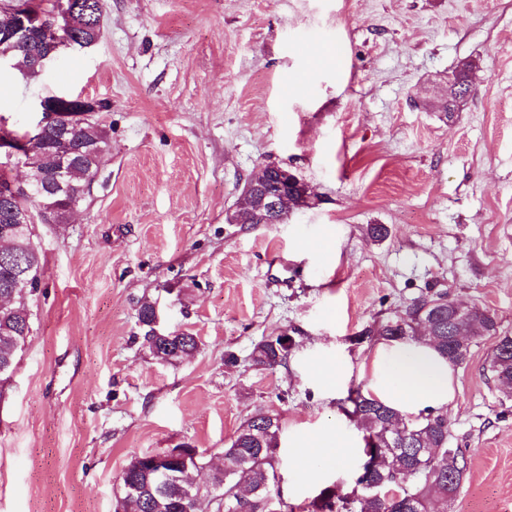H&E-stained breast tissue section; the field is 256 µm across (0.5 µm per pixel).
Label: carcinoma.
Instances as JSON below:
<instances>
[{
  "label": "carcinoma",
  "mask_w": 512,
  "mask_h": 512,
  "mask_svg": "<svg viewBox=\"0 0 512 512\" xmlns=\"http://www.w3.org/2000/svg\"><path fill=\"white\" fill-rule=\"evenodd\" d=\"M60 0H30L26 20L32 27L31 49L39 50L51 28V14ZM109 144L108 131L100 124L71 123L55 130L35 145H28L23 160L29 181L44 182L47 172L64 160L77 163L89 177L97 176ZM43 205L54 207L61 219H66L64 194L47 188L27 194L17 192L0 197V295L13 297L12 309L0 311V378L9 374L16 354L25 346L32 333L31 313L27 299L33 289L17 287L19 280L40 281L42 265L33 244V224L18 219L26 213H37ZM437 304L436 327L426 334L421 324L427 318L424 306ZM447 295L435 294L418 300L395 320L365 328L360 340H418L425 335L434 348L453 365L466 358L452 356L453 346L448 336ZM155 306L144 298L138 308L142 345L156 357L178 361L197 352V337L184 332H160L153 326ZM469 330L474 340L485 336L497 337L489 359V371L512 396V336L498 335V327L485 313H475ZM294 342L283 333L264 339L254 347L255 364L275 367L285 363ZM347 401L350 414L364 432L365 467L357 473L351 492L341 494L327 486L311 503V512H433V500L453 497L459 490L465 461L459 448L449 447L448 419L439 411L426 416L407 418L363 394L361 388L350 390ZM281 422L278 416L258 413L237 430L230 446L224 449V469L213 474L217 490L186 498L183 487L189 480L173 481L157 488L162 467L178 477L184 475L176 462L160 460L161 453H144L123 470L122 484H138L141 494L124 495V512H286L288 504L281 498L280 478L275 466V451ZM410 480L400 490V497L387 496L385 491L396 483Z\"/></svg>",
  "instance_id": "1"
}]
</instances>
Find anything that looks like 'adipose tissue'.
Listing matches in <instances>:
<instances>
[{"mask_svg":"<svg viewBox=\"0 0 512 512\" xmlns=\"http://www.w3.org/2000/svg\"><path fill=\"white\" fill-rule=\"evenodd\" d=\"M306 376L316 388L341 393L348 369L331 358L327 348L306 363ZM455 370L426 340L379 344L370 366V394L405 416L451 409L455 399ZM293 457L308 481L317 483L363 454L360 439L351 431H298L291 443Z\"/></svg>","mask_w":512,"mask_h":512,"instance_id":"ef3b65f1","label":"adipose tissue"}]
</instances>
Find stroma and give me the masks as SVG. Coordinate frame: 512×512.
<instances>
[{
    "label": "stroma",
    "instance_id": "35a3bbf8",
    "mask_svg": "<svg viewBox=\"0 0 512 512\" xmlns=\"http://www.w3.org/2000/svg\"><path fill=\"white\" fill-rule=\"evenodd\" d=\"M469 58L472 92L444 112ZM106 102L97 177L67 224H35L33 332L0 385V512H115L132 457L188 445L222 465L241 424L278 415L280 490L318 488L288 453L298 430L358 431L342 396L296 368L315 343L367 385L363 328L447 293L512 334V0H103L99 40L36 81L0 71V123L25 133L41 98ZM267 162L314 205L284 224L225 213ZM380 224L387 236L367 238ZM151 297L198 351L158 361ZM288 333L286 365L251 354ZM494 337L458 365L449 443L466 474L435 512H512V397ZM237 361L228 365L226 353Z\"/></svg>",
    "mask_w": 512,
    "mask_h": 512
}]
</instances>
